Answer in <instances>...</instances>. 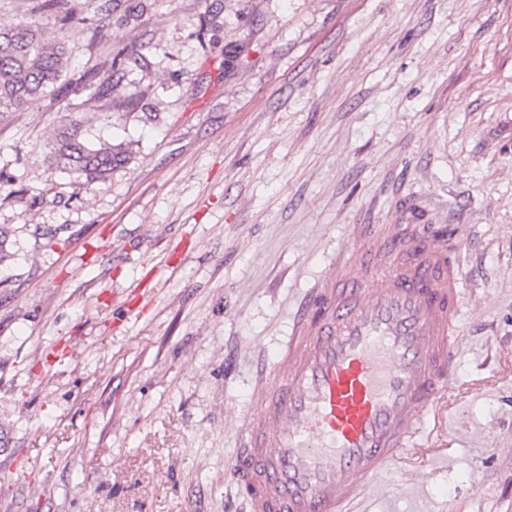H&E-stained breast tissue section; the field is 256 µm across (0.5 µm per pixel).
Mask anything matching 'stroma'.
I'll list each match as a JSON object with an SVG mask.
<instances>
[{"label":"stroma","mask_w":512,"mask_h":512,"mask_svg":"<svg viewBox=\"0 0 512 512\" xmlns=\"http://www.w3.org/2000/svg\"><path fill=\"white\" fill-rule=\"evenodd\" d=\"M0 512H245L236 430L336 258L458 224L459 399L350 512H512V0H0ZM132 157L52 160L63 124ZM66 63L60 41H45L29 26H1L0 113L21 110L41 98Z\"/></svg>","instance_id":"stroma-1"}]
</instances>
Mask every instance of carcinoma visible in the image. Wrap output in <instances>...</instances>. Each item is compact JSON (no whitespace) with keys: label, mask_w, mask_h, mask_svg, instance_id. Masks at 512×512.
Segmentation results:
<instances>
[{"label":"carcinoma","mask_w":512,"mask_h":512,"mask_svg":"<svg viewBox=\"0 0 512 512\" xmlns=\"http://www.w3.org/2000/svg\"><path fill=\"white\" fill-rule=\"evenodd\" d=\"M67 59L61 43L46 41L38 30L25 25L0 27V113L21 110L56 84ZM55 163L70 173L104 182L112 170L128 160L120 146L96 145L79 130L66 125L56 138Z\"/></svg>","instance_id":"carcinoma-1"}]
</instances>
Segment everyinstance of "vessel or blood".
Listing matches in <instances>:
<instances>
[{
    "instance_id": "b4317fda",
    "label": "vessel or blood",
    "mask_w": 512,
    "mask_h": 512,
    "mask_svg": "<svg viewBox=\"0 0 512 512\" xmlns=\"http://www.w3.org/2000/svg\"><path fill=\"white\" fill-rule=\"evenodd\" d=\"M457 225L425 240L403 224L361 250V273L338 272L298 310L246 447L228 476L249 512H347L372 478L415 454L451 405L461 303ZM400 257L383 276L364 269Z\"/></svg>"
}]
</instances>
